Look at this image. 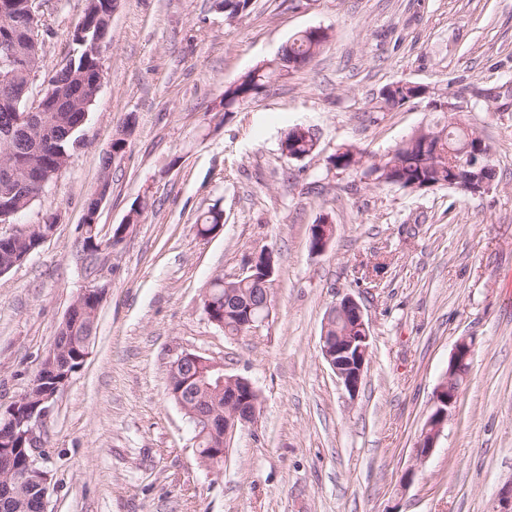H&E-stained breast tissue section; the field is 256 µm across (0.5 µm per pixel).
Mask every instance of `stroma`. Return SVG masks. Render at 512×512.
<instances>
[{"label":"stroma","instance_id":"1","mask_svg":"<svg viewBox=\"0 0 512 512\" xmlns=\"http://www.w3.org/2000/svg\"><path fill=\"white\" fill-rule=\"evenodd\" d=\"M86 0H49L38 79L66 61ZM330 39L266 95L223 110L226 85L296 33ZM103 78L67 167L0 238L58 215L52 238L0 275V413L28 389L89 284L77 254L84 203L119 126L102 235L141 215L112 252L88 355L40 427L46 512H491L512 483V0H252L226 21L214 0H116ZM408 80L489 102L462 112L490 148L487 191L410 192L330 168L344 145L386 157L437 120L427 99L374 111ZM313 155L289 160L292 126ZM222 212L219 231L195 222ZM329 216L325 252L309 246ZM274 253L271 316L227 336L202 310L215 277ZM362 307L371 348L349 396L319 349L326 312ZM466 380L427 458L415 446L456 342ZM223 362L259 393L220 470L167 394L182 352ZM298 125L289 128L286 132L284 139L281 142V152L284 155L285 150L296 156L294 160H299L300 157L306 158L310 156L314 150L315 135L309 128L304 132L297 131Z\"/></svg>","mask_w":512,"mask_h":512}]
</instances>
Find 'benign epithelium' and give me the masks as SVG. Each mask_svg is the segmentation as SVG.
<instances>
[{
	"label": "benign epithelium",
	"mask_w": 512,
	"mask_h": 512,
	"mask_svg": "<svg viewBox=\"0 0 512 512\" xmlns=\"http://www.w3.org/2000/svg\"><path fill=\"white\" fill-rule=\"evenodd\" d=\"M42 0H29L28 13L21 16L16 14L15 0H0V21L3 29L0 30V41L9 46L13 53L14 69L22 70L26 75V84L22 93L15 96L14 77L0 76V87L4 90L7 99L15 98L13 106H18L22 95L29 92L31 83L36 77L40 65H29L25 61L21 44L17 35H26L32 27V21L43 10ZM76 105L74 98L64 92H54L53 85L47 81L41 92L40 100L23 110L11 114L10 118L0 123V143L9 146V159L0 161V192L6 196L25 192L26 183L32 182L43 190L49 185V176L59 174L65 164L56 155L44 154L35 164L27 161L26 141L31 139L34 129L40 135L50 137L51 133L44 129L39 122L38 113L45 110L62 112L70 110ZM440 156H448V166L456 171L458 165L455 155H462L468 160V166L480 168L484 166L486 157L484 140L476 133L468 134L463 150L458 153L445 154L436 151ZM110 189L108 179H103L97 191L92 195L94 200L93 211L84 212L80 230L87 226L98 224V215L101 205ZM136 214L129 215L127 222L118 225L119 231L114 233L112 239L99 241L92 239L88 243V250L97 253L100 257L98 272L91 277L90 285L83 289L75 299L71 308L84 307L93 313H98L100 304L106 294L107 284L103 280L112 271L110 261L114 241L126 237L127 231L134 222ZM330 224L311 225V237L314 242L312 251L322 252L330 242ZM274 272L273 253L269 249L262 250L257 256L242 268L235 278L248 277L258 286L252 298L242 301L238 294L229 292L224 300L245 312V322L242 328L252 332L265 324L271 315L270 279ZM339 314L344 322V328L336 330V335H328L333 329L330 317ZM329 319L325 320L319 341V349L324 359L336 374L339 382L350 396H355L360 388L365 365L370 352V326L365 320L363 311L356 300L346 297L330 308ZM69 337L60 336L55 339L53 348L44 357L37 371L42 377L47 373H56L60 363L68 359ZM473 343L467 338H461L455 345L449 360L448 373L438 386L435 394L434 409L427 422L425 434L417 442V453L421 457L427 456L433 448L448 419V409L456 405L459 396V386L456 382L465 378L467 368L465 364L472 358ZM205 364L216 371L217 384L224 389V435L222 446L219 448H199L197 455L199 461L207 466H214V462L228 454L232 441L241 426L251 424L256 420L259 412V396L251 381L240 375H230L224 372V364L208 360L197 354L184 352L173 361V366L184 364ZM72 373L68 372L53 388L38 395L25 393L3 415L8 430L0 434V460L4 465L0 467V501L14 497L28 486H37L39 489V502L41 512H46V499L49 490V478L45 470L35 467L41 447L37 429L51 415L54 400L58 392L68 384ZM26 448L31 452L32 460L25 469L10 466L13 455L11 448Z\"/></svg>",
	"instance_id": "benign-epithelium-1"
}]
</instances>
